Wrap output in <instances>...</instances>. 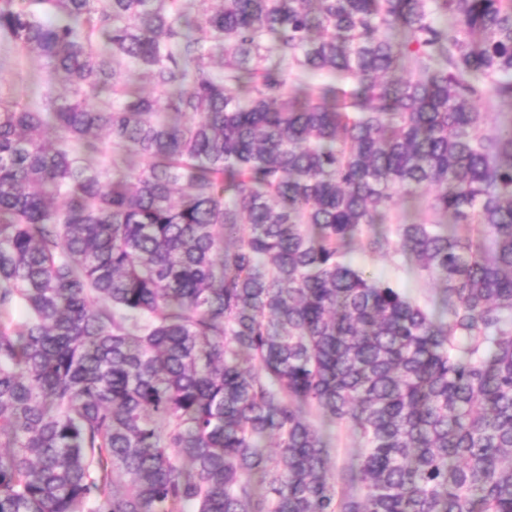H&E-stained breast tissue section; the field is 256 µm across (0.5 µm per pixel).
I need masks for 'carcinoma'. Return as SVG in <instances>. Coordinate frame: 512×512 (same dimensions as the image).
Instances as JSON below:
<instances>
[{
  "instance_id": "carcinoma-1",
  "label": "carcinoma",
  "mask_w": 512,
  "mask_h": 512,
  "mask_svg": "<svg viewBox=\"0 0 512 512\" xmlns=\"http://www.w3.org/2000/svg\"><path fill=\"white\" fill-rule=\"evenodd\" d=\"M0 41L45 73L0 94V512H512V0H0ZM351 257L356 264L369 267L378 277L393 282L397 288H402L420 301L436 296V290L425 286L413 272L399 269V262L395 258L364 255L358 248ZM311 420L322 429L325 434L331 435L332 460L335 473L340 470L351 458L361 452L362 442L359 436L345 426H332L329 429L322 427L320 416L313 413Z\"/></svg>"
}]
</instances>
